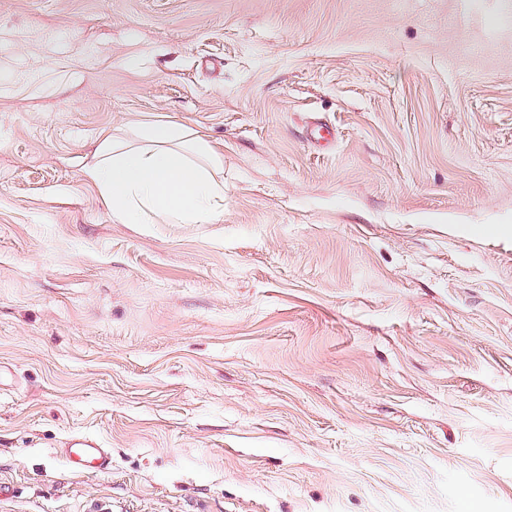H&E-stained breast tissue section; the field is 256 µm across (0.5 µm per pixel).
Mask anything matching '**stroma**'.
Listing matches in <instances>:
<instances>
[{
  "mask_svg": "<svg viewBox=\"0 0 512 512\" xmlns=\"http://www.w3.org/2000/svg\"><path fill=\"white\" fill-rule=\"evenodd\" d=\"M153 122L223 222L113 218L84 170ZM0 485L512 512V0H0ZM63 448L70 466L78 471L92 469L106 472L112 467V458L107 448H102L95 439L74 437Z\"/></svg>",
  "mask_w": 512,
  "mask_h": 512,
  "instance_id": "stroma-1",
  "label": "stroma"
}]
</instances>
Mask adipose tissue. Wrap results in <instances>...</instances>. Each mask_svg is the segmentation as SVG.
<instances>
[{"mask_svg":"<svg viewBox=\"0 0 512 512\" xmlns=\"http://www.w3.org/2000/svg\"><path fill=\"white\" fill-rule=\"evenodd\" d=\"M140 144L105 136L84 171L122 224H214L224 219V168L209 142L171 124L141 127Z\"/></svg>","mask_w":512,"mask_h":512,"instance_id":"ef3b65f1","label":"adipose tissue"}]
</instances>
